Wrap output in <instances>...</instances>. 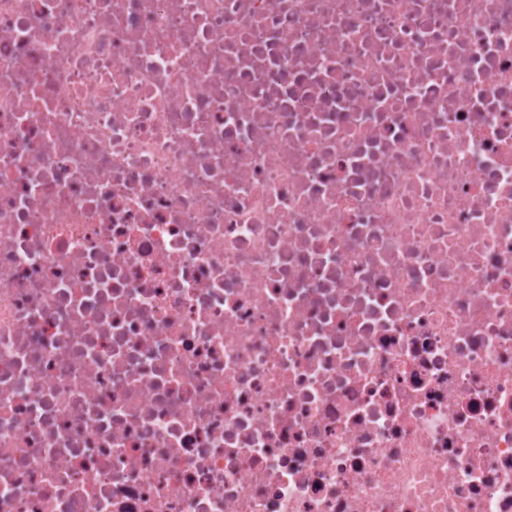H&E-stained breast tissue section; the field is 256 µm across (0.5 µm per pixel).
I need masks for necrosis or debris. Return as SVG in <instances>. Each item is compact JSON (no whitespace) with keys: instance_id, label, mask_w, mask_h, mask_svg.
<instances>
[{"instance_id":"obj_1","label":"necrosis or debris","mask_w":512,"mask_h":512,"mask_svg":"<svg viewBox=\"0 0 512 512\" xmlns=\"http://www.w3.org/2000/svg\"><path fill=\"white\" fill-rule=\"evenodd\" d=\"M0 512H512V0H0Z\"/></svg>"}]
</instances>
